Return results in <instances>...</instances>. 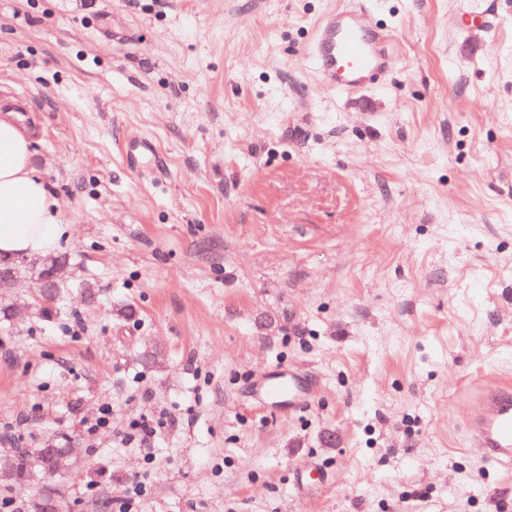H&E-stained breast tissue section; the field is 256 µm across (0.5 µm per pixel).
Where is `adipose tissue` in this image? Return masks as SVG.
<instances>
[{
    "label": "adipose tissue",
    "mask_w": 512,
    "mask_h": 512,
    "mask_svg": "<svg viewBox=\"0 0 512 512\" xmlns=\"http://www.w3.org/2000/svg\"><path fill=\"white\" fill-rule=\"evenodd\" d=\"M33 139L21 114L0 112V258L55 252L69 228L32 163Z\"/></svg>",
    "instance_id": "adipose-tissue-1"
}]
</instances>
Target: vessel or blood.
Returning a JSON list of instances; mask_svg holds the SVG:
<instances>
[{"label":"vessel or blood","instance_id":"vessel-or-blood-1","mask_svg":"<svg viewBox=\"0 0 512 512\" xmlns=\"http://www.w3.org/2000/svg\"><path fill=\"white\" fill-rule=\"evenodd\" d=\"M392 34L380 25L365 0L327 14L317 27L310 55L324 87L338 92H356L379 82L395 64ZM261 393L271 406L298 405L312 396L296 374L264 381ZM473 447L496 461L512 463V387L505 385L487 394L468 418Z\"/></svg>","mask_w":512,"mask_h":512}]
</instances>
